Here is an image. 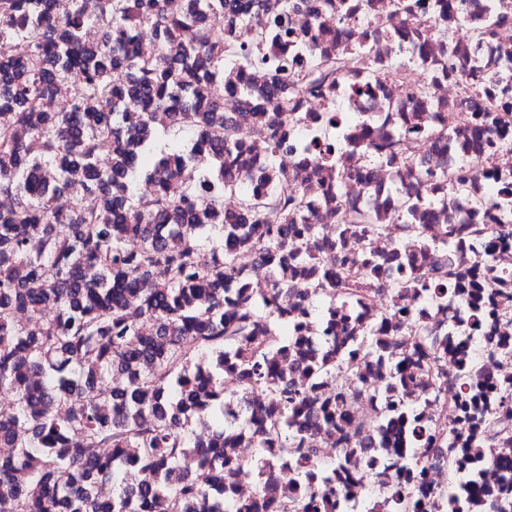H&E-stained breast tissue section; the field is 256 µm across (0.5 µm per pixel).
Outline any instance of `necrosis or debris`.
<instances>
[{"instance_id": "1", "label": "necrosis or debris", "mask_w": 512, "mask_h": 512, "mask_svg": "<svg viewBox=\"0 0 512 512\" xmlns=\"http://www.w3.org/2000/svg\"><path fill=\"white\" fill-rule=\"evenodd\" d=\"M269 4L266 11L247 9L243 35L266 27L280 10L289 29L307 38L278 40L265 61L244 67L254 96L247 103L225 94L224 110L253 131L235 140L244 150L247 186L263 190V170L276 159L308 201L303 223L322 227L312 245L317 264H288L295 290L287 317L302 324L306 348L319 355L341 348L359 330L395 335L401 322L438 339L445 362L422 372L419 390L440 397L421 407L439 437L423 456L424 481L413 497L424 512H446L440 495L455 456L466 441L485 435L480 421L460 414V366L477 361L474 391L488 399L496 386L512 383V310L502 311L492 287L476 310L463 293L449 294L441 304L419 289L395 293L391 283L435 259L433 251L411 247L415 224L425 225L429 242L447 241L448 267L460 277L489 282L501 272L512 283V0H301L288 9L280 0ZM478 26L487 31L479 43L472 38ZM321 50L348 58V65L321 91L289 92L287 111L277 112L276 100L263 93L279 60L303 63ZM271 111L280 141L274 153L256 133ZM326 133L332 152L322 164L317 139ZM450 174L466 176L465 194L449 188ZM349 202L385 227L367 247L353 239L339 248L336 233L325 230L341 224ZM480 225L488 234H475ZM343 265L369 271L366 296L347 325L313 319L308 305L322 272ZM389 379L388 369L375 361L349 365L338 376L351 393L349 430L367 431L379 418ZM395 461L390 451L378 452L374 469L337 512H359L369 482L398 486ZM507 466L512 468V421L503 424L468 482L467 512H512V490L502 485Z\"/></svg>"}]
</instances>
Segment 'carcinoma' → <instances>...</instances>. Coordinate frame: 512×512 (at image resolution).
Here are the masks:
<instances>
[{"label": "carcinoma", "instance_id": "1", "mask_svg": "<svg viewBox=\"0 0 512 512\" xmlns=\"http://www.w3.org/2000/svg\"><path fill=\"white\" fill-rule=\"evenodd\" d=\"M55 0H0V194L15 203L0 212V393L16 406L0 418V512H149L163 498L170 512H217L213 493L224 491V458L199 447L192 422L222 443L245 422L224 401L200 406L197 388L224 389V363L238 357L251 389L272 411L260 425L257 447L277 443L247 464L259 494L226 502L223 512H260L274 502V473L288 460L296 481L318 474L321 483L301 500L280 501L278 512L336 507V488L363 478L372 440L349 431L329 462L313 461L311 432L341 429L349 392L321 391L336 381L348 358L375 357L388 364L395 385L421 368L418 356H442L423 332L402 323L403 339L389 343L372 334L353 337L340 360L316 361L303 384L277 371L294 339L278 307L260 301L238 282V247L253 244L263 262L290 251L305 261L319 233L288 235L307 203L270 166L263 197L232 177L233 120L224 117V92L246 98L241 67L259 62L272 40L288 34L281 16L245 44L235 38L242 22L239 0H69L58 14ZM226 27L221 42L213 31ZM152 31L160 52L142 55L136 32ZM28 45L15 57L11 46ZM336 58L313 54L308 63L280 71L292 89L315 91L336 75ZM77 80L82 96L57 111H38L60 83ZM191 131L195 138L155 151L157 138ZM190 164L209 186L200 197L173 178ZM155 183L153 197L136 191L140 178ZM72 191L64 211L58 194ZM338 240L351 228L360 245L383 232L365 211L344 208ZM368 278L349 268L324 275V303L311 313L329 320L367 288ZM454 284L436 264L397 289L422 286L439 300ZM237 313L224 318L225 294ZM461 407L494 429L512 418V390L499 388L489 409L471 395L475 371L466 375ZM386 426L405 432L412 448L433 440L417 404L386 394ZM489 435L474 442L463 468L485 456ZM86 448H107L89 457ZM199 449L196 474L180 468L182 456ZM408 479L420 481L422 456L401 461ZM112 479L104 501L98 482Z\"/></svg>", "mask_w": 512, "mask_h": 512}]
</instances>
